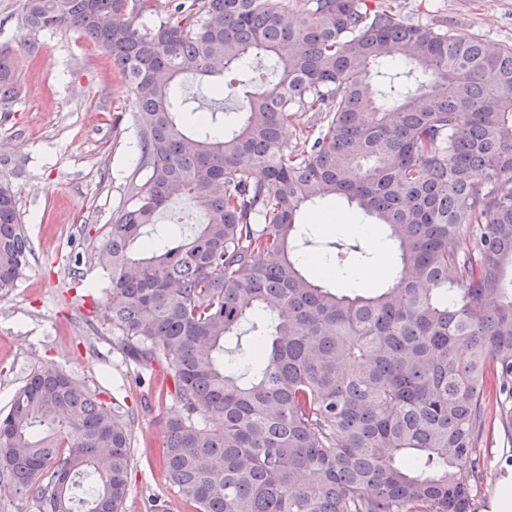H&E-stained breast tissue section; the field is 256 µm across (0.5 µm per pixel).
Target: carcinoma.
<instances>
[{"mask_svg":"<svg viewBox=\"0 0 512 512\" xmlns=\"http://www.w3.org/2000/svg\"><path fill=\"white\" fill-rule=\"evenodd\" d=\"M24 0L25 51L75 27L112 58L144 119L151 174L112 218L105 309L125 355L166 363L185 413L158 458L196 512H472L487 389L512 435V46L420 24L389 0ZM398 63L411 87L377 78ZM250 86L224 131V83L181 130L185 77ZM20 94L0 49V109ZM292 112L320 127L281 139ZM345 197L383 224L387 287L339 295L295 255L302 207ZM181 198L202 213L149 238ZM31 242L0 186V293ZM265 312L245 373L224 339ZM203 418H197V412ZM135 416L67 373L32 370L0 413V484L41 512H122ZM48 484H43L44 477ZM288 122L282 129V139L288 150L301 152L309 149L313 140L318 136V126L308 127L309 112H292ZM303 130V132H301Z\"/></svg>","mask_w":512,"mask_h":512,"instance_id":"carcinoma-1","label":"carcinoma"}]
</instances>
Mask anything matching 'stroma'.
<instances>
[{
    "label": "stroma",
    "instance_id": "stroma-1",
    "mask_svg": "<svg viewBox=\"0 0 512 512\" xmlns=\"http://www.w3.org/2000/svg\"><path fill=\"white\" fill-rule=\"evenodd\" d=\"M23 0H0V47L18 52L20 98L0 111V184L10 185L33 243L15 288L0 295V410L8 409L31 369L53 364L96 389L105 402L133 409L134 457L123 512H147L158 500L168 512H195L171 487L153 448L181 403L145 401L147 389H172L166 366H156L150 386L134 380L135 367L116 345L112 324L97 308L108 272L99 256L113 216L129 205L133 185L149 169L140 150L143 122L110 58L74 30L40 35L41 51L21 49ZM413 19H447L459 32L512 44V0H403ZM202 214L175 200L152 232L159 244L179 239ZM303 252L335 260L338 246L359 245L373 273L369 282L338 284L346 294L384 286L380 263L395 265L384 228L374 237L325 232L302 222ZM482 445L484 480L474 492L475 512H490L501 486L512 484V439L497 410H490Z\"/></svg>",
    "mask_w": 512,
    "mask_h": 512
}]
</instances>
